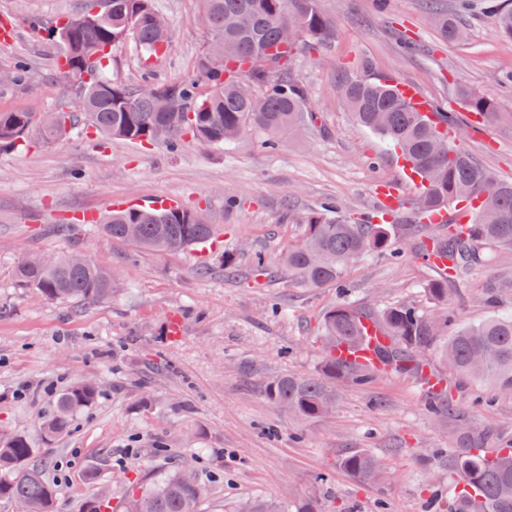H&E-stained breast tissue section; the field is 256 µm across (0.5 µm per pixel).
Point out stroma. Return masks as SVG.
I'll return each instance as SVG.
<instances>
[{
    "label": "stroma",
    "mask_w": 512,
    "mask_h": 512,
    "mask_svg": "<svg viewBox=\"0 0 512 512\" xmlns=\"http://www.w3.org/2000/svg\"><path fill=\"white\" fill-rule=\"evenodd\" d=\"M336 33L301 42L291 74L312 115L302 135H285L274 151L252 135L208 145L184 135L177 150L132 144L79 127L43 146L29 137L0 150V431L38 437L56 395L72 382H97L96 402L47 450L57 512H80L99 488L122 506L138 482L183 458L196 457L209 493L202 512H232L243 497L305 504L313 512H436L455 476L440 465L448 434L425 406L412 377L387 375L370 386L344 384L335 415L298 425L264 396L285 374L320 367L318 327L338 303L335 287L306 288L281 278L254 281L256 255L272 258L299 242L308 216L336 201L341 216L376 210L390 186L404 229L398 260L371 254L346 272L358 303L412 300L428 315L455 309L461 322L486 319L477 298L512 251L491 254L469 272L450 305L424 292L435 270L414 248L409 204L420 193L404 161L377 134L359 127L341 93L342 80L388 79L458 122L455 142L499 180H512V39L497 35L491 0H439L468 28L463 41L431 25L426 0H320ZM88 0H0V74L25 66L22 81L0 84V112H50L72 104L75 85L58 71L60 48L46 33L81 14ZM171 43L146 57L116 43L106 60L113 82L177 85L198 79L208 34L198 0H154ZM495 101L488 123L466 110L459 86ZM171 199L201 211L223 230L206 255L156 254L112 239L97 225L78 235L64 220L103 216L113 207H151ZM79 251L112 270L119 293L81 309L42 300L14 278L32 254ZM234 254L240 275L224 276ZM478 431L512 435V398L473 384L456 395ZM366 451L385 463L381 480L359 482L343 465Z\"/></svg>",
    "instance_id": "stroma-1"
}]
</instances>
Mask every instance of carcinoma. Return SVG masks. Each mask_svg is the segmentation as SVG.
<instances>
[{
	"label": "carcinoma",
	"instance_id": "1",
	"mask_svg": "<svg viewBox=\"0 0 512 512\" xmlns=\"http://www.w3.org/2000/svg\"><path fill=\"white\" fill-rule=\"evenodd\" d=\"M201 21L209 41L216 39L222 51L204 52L198 63L199 79L208 88L203 95L197 83L183 85H117L105 74L104 60L114 43L131 40L143 52L158 56L169 47L170 34L152 22L156 12L152 0H103L101 9L85 13L88 21L76 27L69 21L57 27L53 38L63 45L59 71L78 84L82 100L79 110H56L35 121L28 112H0V148L13 147L38 129L41 139L53 144L81 120H87L105 137H120L133 143L162 142L173 149L181 137L222 146L231 142L228 133L243 138L254 132L262 145L277 148L285 133L305 126V92L290 78L289 63L298 42H322L333 34L330 19L320 0H199ZM431 17L442 35L451 41L456 33L467 35L456 19L432 9ZM295 21L298 37L284 42L281 27ZM496 28L512 38V9L496 5ZM343 97L356 122L374 131L397 149L419 176L422 193L413 203L414 222L465 201H479L468 224H450L441 236H428L418 245L427 263L447 261L446 270L430 280L428 295L446 302L452 287L472 269L487 260L492 249L512 250V181H496L490 173L457 144L448 143V156L437 158L435 139L448 133L453 123L449 112L433 110L435 119L421 107L399 94L386 82L354 81L342 86ZM465 107L487 120L500 117L489 98L465 85L458 89ZM192 211L178 205L166 209L133 208L114 210L98 219L101 230L114 240L141 249L169 253L184 251L212 235V226L191 220ZM384 218L351 224L338 215L333 203L308 219L303 239L280 253L276 263L257 255V276L274 273L308 287L334 285L348 288L345 272L366 254L399 256ZM17 283L40 298L62 304L95 305L112 299L116 283L112 272L86 260L71 265L66 257L46 268L16 266ZM480 304L497 310L512 302V269L488 279ZM377 321L394 340L384 353V366L367 371L336 359L342 343L362 342L361 321ZM321 342L323 359L312 376L281 375L265 387L267 399L296 422L319 421L336 407L338 388L353 381L373 383L382 374H404L415 379L424 392L434 417L448 424L451 441H463L468 448L448 449V469L457 482L448 494V512H512V444L492 456L473 452L486 440L459 418L453 390L456 384L436 379L432 385L416 370L427 365L426 352L439 347L448 370L471 382L489 384L512 395V315L493 314L471 325L457 323L453 309L431 318L410 300L388 306L356 304L342 300L323 317ZM99 393L95 382L76 381L58 397L56 409L40 426L41 438L49 444L68 432L74 417L91 406ZM38 449L23 433L0 438V500L24 501L30 512H56V490L37 463ZM343 466L364 483L382 475L378 457L353 453ZM207 496L195 469L181 465L160 473L135 497L126 501L125 512H199ZM234 512H313L307 507L285 510L281 505L252 498Z\"/></svg>",
	"mask_w": 512,
	"mask_h": 512
}]
</instances>
